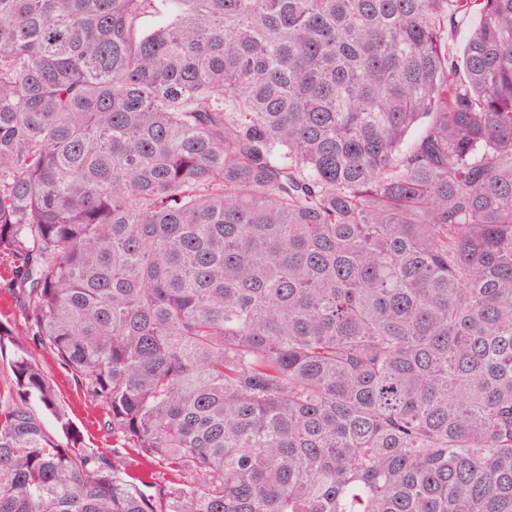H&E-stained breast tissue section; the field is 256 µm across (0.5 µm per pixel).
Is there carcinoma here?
Wrapping results in <instances>:
<instances>
[{"instance_id": "1", "label": "carcinoma", "mask_w": 512, "mask_h": 512, "mask_svg": "<svg viewBox=\"0 0 512 512\" xmlns=\"http://www.w3.org/2000/svg\"><path fill=\"white\" fill-rule=\"evenodd\" d=\"M1 255L0 512H512V0H0ZM12 277L11 267L9 261L0 257V319L8 320L13 325L24 330L26 328V320L21 308L16 301V298L12 291L6 288ZM26 337H28L27 346L42 370L53 381L59 397L65 403L69 417L81 431L90 448L103 452L111 460L113 459L116 468L122 472L123 476V472L147 475L153 471V480L146 479L147 481L164 484L174 479L171 475L166 474L165 469L159 464L146 465L144 460L136 455L131 448H120L119 441L107 431L105 426V422L109 418L107 406L91 401L68 372L60 366L57 357L48 347L33 342L30 339L32 336ZM112 448H118L120 451L117 459L112 457Z\"/></svg>"}]
</instances>
